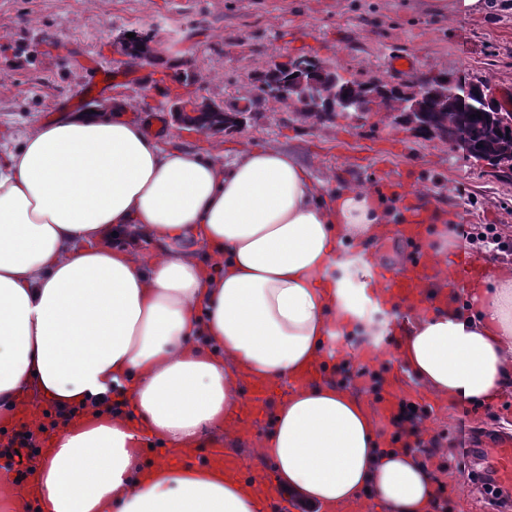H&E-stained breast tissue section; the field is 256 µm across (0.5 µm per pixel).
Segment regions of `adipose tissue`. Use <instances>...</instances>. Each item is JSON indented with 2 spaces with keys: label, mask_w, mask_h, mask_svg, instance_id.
Masks as SVG:
<instances>
[{
  "label": "adipose tissue",
  "mask_w": 512,
  "mask_h": 512,
  "mask_svg": "<svg viewBox=\"0 0 512 512\" xmlns=\"http://www.w3.org/2000/svg\"><path fill=\"white\" fill-rule=\"evenodd\" d=\"M127 111L39 121L0 152V412L38 434L50 406L81 420L29 469L46 512H260L255 483L169 458L225 429L246 386L349 361V337L388 369L376 259L344 246L386 237L392 207L353 186L328 197L276 145L226 162L161 144ZM469 300L404 304L395 360L462 406L512 391V268ZM379 426L372 397L330 379L289 388L263 430L226 431L314 512H367L369 488L390 512H426L430 474ZM142 432L160 456L135 448Z\"/></svg>",
  "instance_id": "1"
}]
</instances>
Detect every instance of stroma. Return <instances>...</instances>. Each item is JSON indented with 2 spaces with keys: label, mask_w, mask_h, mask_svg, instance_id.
<instances>
[{
  "label": "stroma",
  "mask_w": 512,
  "mask_h": 512,
  "mask_svg": "<svg viewBox=\"0 0 512 512\" xmlns=\"http://www.w3.org/2000/svg\"><path fill=\"white\" fill-rule=\"evenodd\" d=\"M135 32L164 44L203 95L247 110L244 130L201 132L170 121L177 143L232 154L240 144L278 145L316 178L384 194H427L456 212L458 189L478 201V224L512 235V174L490 169L458 148L418 133L392 115L356 122L318 118L273 99H256V75L268 62L321 60L346 79L393 86L441 75L512 90V10L451 18L435 0H0V144L13 145L32 121L106 104L90 86L86 57L131 78L111 95L132 101L143 121L168 111L165 74L119 56L118 38ZM416 61L392 72L391 58ZM110 95V96H111Z\"/></svg>",
  "instance_id": "stroma-1"
}]
</instances>
